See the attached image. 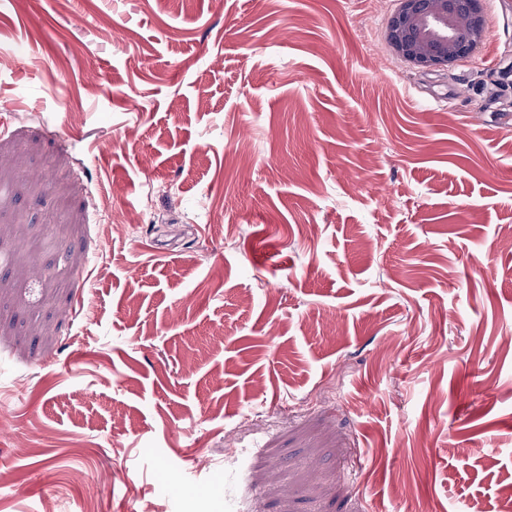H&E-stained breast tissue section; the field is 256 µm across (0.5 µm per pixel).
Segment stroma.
Wrapping results in <instances>:
<instances>
[{"label": "stroma", "instance_id": "stroma-1", "mask_svg": "<svg viewBox=\"0 0 512 512\" xmlns=\"http://www.w3.org/2000/svg\"><path fill=\"white\" fill-rule=\"evenodd\" d=\"M482 5L421 71L397 0H0V512H499L512 0Z\"/></svg>", "mask_w": 512, "mask_h": 512}]
</instances>
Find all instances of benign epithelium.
I'll use <instances>...</instances> for the list:
<instances>
[{"instance_id":"7a95c632","label":"benign epithelium","mask_w":512,"mask_h":512,"mask_svg":"<svg viewBox=\"0 0 512 512\" xmlns=\"http://www.w3.org/2000/svg\"><path fill=\"white\" fill-rule=\"evenodd\" d=\"M386 23L389 47L411 65L448 69L483 42L482 0H398Z\"/></svg>"}]
</instances>
